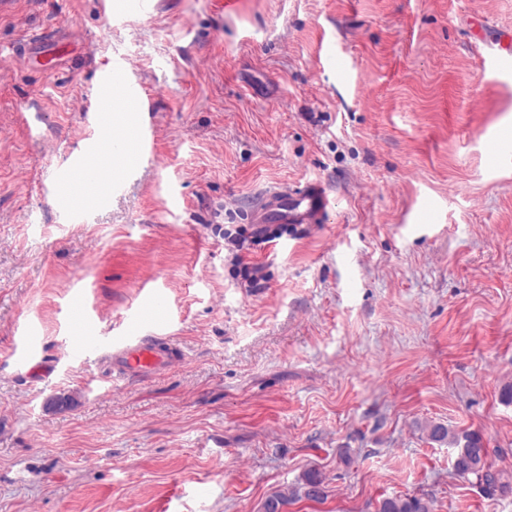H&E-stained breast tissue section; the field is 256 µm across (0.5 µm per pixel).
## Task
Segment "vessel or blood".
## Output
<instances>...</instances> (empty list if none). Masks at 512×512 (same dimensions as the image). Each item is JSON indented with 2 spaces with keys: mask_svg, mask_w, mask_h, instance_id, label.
Listing matches in <instances>:
<instances>
[{
  "mask_svg": "<svg viewBox=\"0 0 512 512\" xmlns=\"http://www.w3.org/2000/svg\"><path fill=\"white\" fill-rule=\"evenodd\" d=\"M124 7L135 14L148 15L156 8L154 0H102L105 15H112L117 7ZM71 36L63 28L46 27L28 38V61H35L45 52L70 41ZM124 93L130 105L126 115L133 127H142L144 114L151 109V98L143 94L138 85L125 81ZM83 110L86 118L100 131L106 132L111 126V113L101 101H85ZM88 150L93 151L92 163H85L82 157H74L68 169L59 172L54 182L42 184V191L53 190L55 184H66L78 180L87 193L106 200L107 185L101 179L103 170L111 168L115 159H127L130 144L127 138L109 137L104 146L88 142ZM334 208V200L326 186L319 181H308L285 189H276L265 198L254 221L258 224H285L292 233L310 229L313 225L327 223ZM136 314L126 318L128 332L117 338L100 341L107 361L115 377L146 379L152 375L168 371L181 360L182 354L173 349L165 339L142 335L135 331Z\"/></svg>",
  "mask_w": 512,
  "mask_h": 512,
  "instance_id": "b4317fda",
  "label": "vessel or blood"
}]
</instances>
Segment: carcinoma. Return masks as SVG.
I'll list each match as a JSON object with an SVG mask.
<instances>
[{
  "label": "carcinoma",
  "mask_w": 512,
  "mask_h": 512,
  "mask_svg": "<svg viewBox=\"0 0 512 512\" xmlns=\"http://www.w3.org/2000/svg\"><path fill=\"white\" fill-rule=\"evenodd\" d=\"M427 439L457 448L453 463L456 474L462 478L474 476L489 496L507 488L500 482V473L488 462L489 448L483 435L477 431L457 434L443 424L426 422L420 425ZM324 497L322 479L310 473L300 486L277 492L263 504L264 512H283L288 504L301 498L319 500ZM376 512H433V501L416 495H395L381 499Z\"/></svg>",
  "instance_id": "obj_1"
}]
</instances>
